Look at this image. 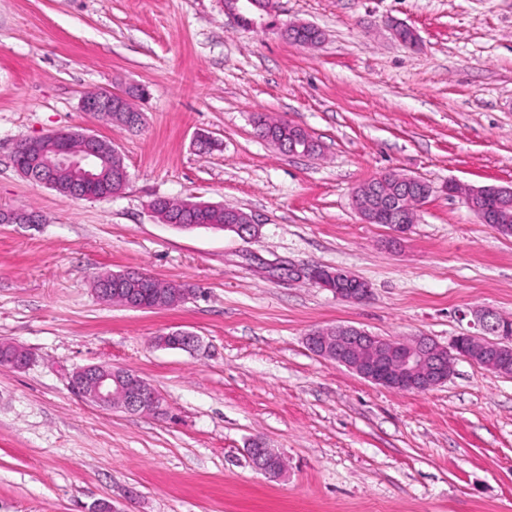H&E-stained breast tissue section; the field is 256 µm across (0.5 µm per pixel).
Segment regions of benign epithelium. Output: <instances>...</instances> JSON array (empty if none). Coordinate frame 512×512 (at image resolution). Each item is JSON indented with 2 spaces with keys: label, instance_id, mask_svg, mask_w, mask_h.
Instances as JSON below:
<instances>
[{
  "label": "benign epithelium",
  "instance_id": "obj_1",
  "mask_svg": "<svg viewBox=\"0 0 512 512\" xmlns=\"http://www.w3.org/2000/svg\"><path fill=\"white\" fill-rule=\"evenodd\" d=\"M228 14L239 19L249 11V24L261 29H276L293 33L304 28L300 23H279L272 8L264 9L255 0H225ZM126 97L119 94L89 95L82 100L85 112L122 111ZM52 135L29 138L15 148V155L28 161V166L18 172L45 186L54 184L59 169L75 173L76 179L69 186V192L84 194L85 187L96 179V171L103 155L101 139L93 134H82L80 148L73 149L58 141L48 146ZM370 194L376 198L374 210L366 209L359 195H354L355 208L366 224H371L382 214L397 216L393 231L407 233L413 224L414 210L421 199L402 194L388 188L387 176L380 175L370 180ZM488 192L486 186H473L464 194L469 209L482 224L506 218L504 213H492L481 200ZM40 218L31 212H0V222L7 224H37ZM226 223L245 238L255 234L252 217L245 212L231 215ZM309 281L334 293L336 298L360 304L370 297L369 285L349 271L325 266H312L297 271ZM475 333L457 336L448 346L437 343L430 337L417 336L410 340L391 339L372 334L362 328L343 325L313 330L307 334V348L316 356L332 360L350 369L364 380L382 388L402 393L425 392L448 381L456 360L475 361L481 356L484 368L498 371V358L503 347L512 348V341L505 337L508 326L492 309L471 311ZM199 337L191 332L176 331L162 336L158 346L185 351L198 347ZM72 392L104 410L121 409L127 413L153 412L164 414L162 397L159 392L132 372L105 369L100 364L87 365L75 370L70 377ZM253 468L269 477L280 478L284 470L272 465L276 452L256 440L246 449Z\"/></svg>",
  "mask_w": 512,
  "mask_h": 512
}]
</instances>
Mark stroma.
<instances>
[{
  "label": "stroma",
  "instance_id": "35a3bbf8",
  "mask_svg": "<svg viewBox=\"0 0 512 512\" xmlns=\"http://www.w3.org/2000/svg\"><path fill=\"white\" fill-rule=\"evenodd\" d=\"M312 48L251 28L224 0H0V512H512V378L465 360L419 393L315 356L304 336L469 332L512 317V236L444 183L512 187V0H276ZM412 28L398 41L392 23ZM145 87L139 128L84 112L92 91ZM305 129L317 156L259 138L254 113ZM80 130L112 143L129 180L107 200L64 196L14 167L19 141ZM216 149L199 151L198 135ZM386 171L432 194L400 244L362 223L354 190ZM231 204L257 236L159 223L156 197ZM321 265L369 283L362 304L295 277ZM190 288L171 310L100 302L98 273ZM186 330L196 352L157 347ZM107 364L148 381L164 413L104 410L69 376ZM262 440L288 466L256 473ZM246 452L256 471L272 478H280L283 476L285 467L280 469L272 465L276 452L271 448H264L263 444L256 440L251 443L249 448H246Z\"/></svg>",
  "mask_w": 512,
  "mask_h": 512
}]
</instances>
